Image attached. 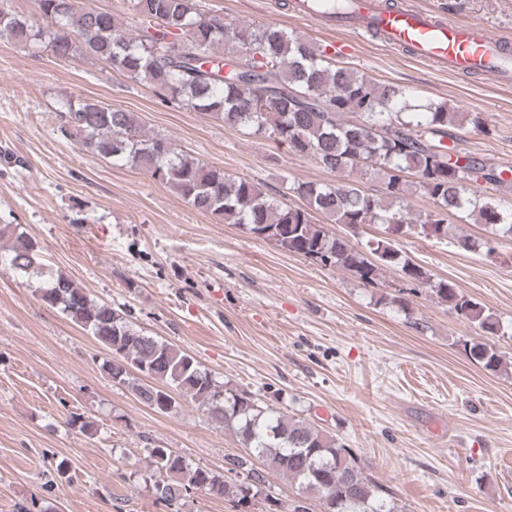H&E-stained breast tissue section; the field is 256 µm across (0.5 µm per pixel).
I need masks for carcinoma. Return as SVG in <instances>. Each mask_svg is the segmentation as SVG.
<instances>
[{
  "label": "carcinoma",
  "mask_w": 512,
  "mask_h": 512,
  "mask_svg": "<svg viewBox=\"0 0 512 512\" xmlns=\"http://www.w3.org/2000/svg\"><path fill=\"white\" fill-rule=\"evenodd\" d=\"M43 27L0 0V36L37 45L60 59L107 64L177 107L208 113L224 125L288 145L301 158L340 176L376 177L378 194L355 181L285 184L305 205L290 206L253 182L232 178L178 151L170 138L149 134L134 112L114 110L100 101L61 102V134L114 166L143 170L171 188L196 210L219 222L239 224L249 234L272 241L281 251L316 260L323 267L351 272L374 285L385 269L398 272L410 288L430 289L462 320L496 335L495 314L462 294L451 281H434L428 271L397 247L404 235L448 236V215L463 214L491 229L512 234V205L504 206L478 190L502 186L503 173L483 157L466 164L444 144L454 129L475 127L477 112H457L442 102H415L397 84L338 66L308 39L276 25L238 23L200 8L199 0H132L142 27L131 34L109 12L85 9L80 0H33ZM234 55L223 75L224 43ZM426 198L432 208L411 216V200ZM322 214L355 232L372 225L378 236L356 247L346 236L314 222ZM8 253L0 263L34 278L39 299L62 311L113 354L103 363L112 380L128 387L146 406L161 413L176 410L174 394L200 402L211 419L234 433L243 449L225 459L224 473L193 467L170 448L147 449L158 474L156 499L179 507L194 491L250 504L265 483L251 458L286 476L297 497L283 505L265 498V512H398L397 505L365 475L352 451L327 432L285 411L263 406L252 394L217 381L179 347L149 336L127 322L111 305L93 298L68 275L41 271L36 241L16 224H0ZM487 371L502 364L485 344L469 349ZM137 370L148 381L130 376Z\"/></svg>",
  "instance_id": "obj_1"
}]
</instances>
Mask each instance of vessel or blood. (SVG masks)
Returning a JSON list of instances; mask_svg holds the SVG:
<instances>
[{
	"instance_id": "vessel-or-blood-1",
	"label": "vessel or blood",
	"mask_w": 512,
	"mask_h": 512,
	"mask_svg": "<svg viewBox=\"0 0 512 512\" xmlns=\"http://www.w3.org/2000/svg\"><path fill=\"white\" fill-rule=\"evenodd\" d=\"M331 26L379 32L387 46L408 49L440 70L478 73L502 85L512 83V43L479 24L443 20L420 8L390 9L383 0H355L352 11L333 18Z\"/></svg>"
}]
</instances>
